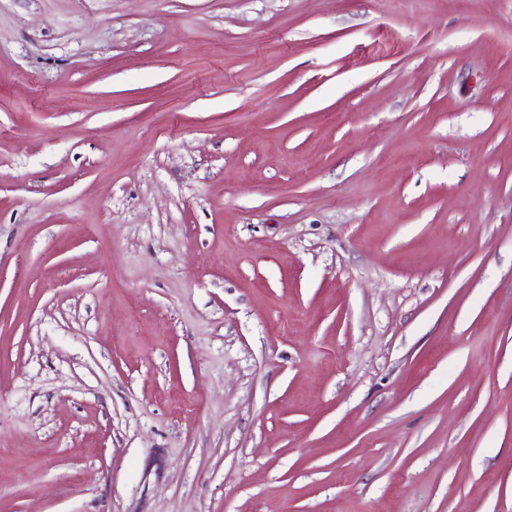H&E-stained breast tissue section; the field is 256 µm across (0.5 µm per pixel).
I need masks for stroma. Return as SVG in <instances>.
I'll return each instance as SVG.
<instances>
[{"mask_svg": "<svg viewBox=\"0 0 512 512\" xmlns=\"http://www.w3.org/2000/svg\"><path fill=\"white\" fill-rule=\"evenodd\" d=\"M0 512H512V0H0Z\"/></svg>", "mask_w": 512, "mask_h": 512, "instance_id": "obj_1", "label": "stroma"}]
</instances>
